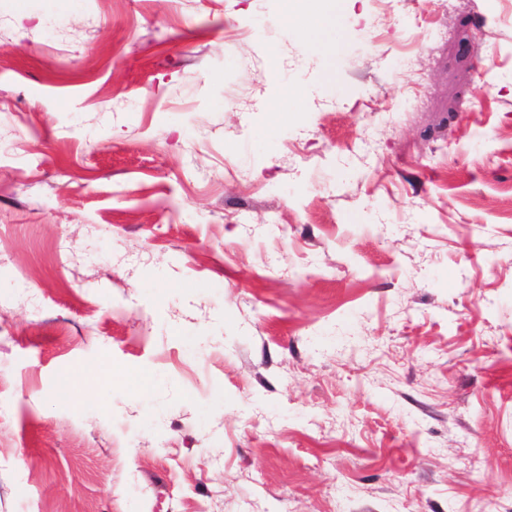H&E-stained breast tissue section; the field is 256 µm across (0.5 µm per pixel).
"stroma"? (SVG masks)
<instances>
[{"label": "stroma", "mask_w": 512, "mask_h": 512, "mask_svg": "<svg viewBox=\"0 0 512 512\" xmlns=\"http://www.w3.org/2000/svg\"><path fill=\"white\" fill-rule=\"evenodd\" d=\"M317 6L0 0V512H512V0ZM346 1L326 0L318 12L308 15L302 24L306 48L324 53L334 38L337 42L345 19Z\"/></svg>", "instance_id": "35a3bbf8"}]
</instances>
